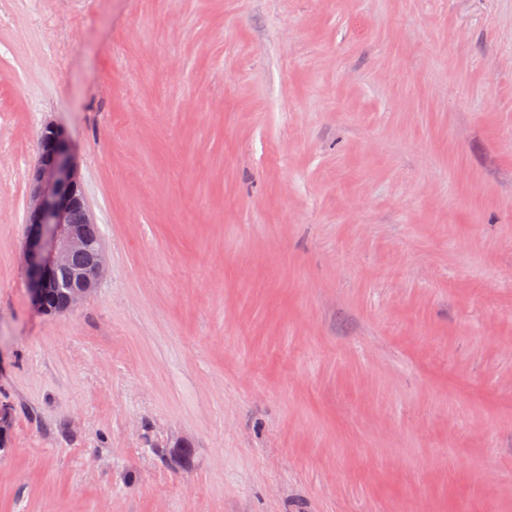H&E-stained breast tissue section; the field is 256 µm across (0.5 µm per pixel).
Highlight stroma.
Instances as JSON below:
<instances>
[{
  "instance_id": "35a3bbf8",
  "label": "stroma",
  "mask_w": 512,
  "mask_h": 512,
  "mask_svg": "<svg viewBox=\"0 0 512 512\" xmlns=\"http://www.w3.org/2000/svg\"><path fill=\"white\" fill-rule=\"evenodd\" d=\"M1 405L0 512H512V0H0ZM23 258L28 295L40 314L75 310L98 288L108 266L67 136L47 124L28 178ZM84 234L94 240L91 241ZM82 257L75 264V258ZM62 276V277H61Z\"/></svg>"
}]
</instances>
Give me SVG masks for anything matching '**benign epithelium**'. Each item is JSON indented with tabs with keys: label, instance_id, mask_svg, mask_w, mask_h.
Here are the masks:
<instances>
[{
	"label": "benign epithelium",
	"instance_id": "1",
	"mask_svg": "<svg viewBox=\"0 0 512 512\" xmlns=\"http://www.w3.org/2000/svg\"><path fill=\"white\" fill-rule=\"evenodd\" d=\"M23 258L28 295L40 314L75 310L98 288L108 266L101 241L85 237L93 223L79 166L67 136L47 124L28 178Z\"/></svg>",
	"mask_w": 512,
	"mask_h": 512
}]
</instances>
